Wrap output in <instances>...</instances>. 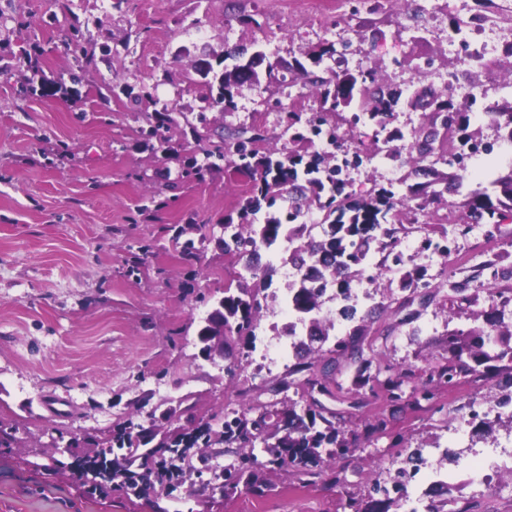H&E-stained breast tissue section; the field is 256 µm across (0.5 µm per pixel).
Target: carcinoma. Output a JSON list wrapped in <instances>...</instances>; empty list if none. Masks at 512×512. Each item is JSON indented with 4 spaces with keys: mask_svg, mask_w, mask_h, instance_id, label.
Listing matches in <instances>:
<instances>
[{
    "mask_svg": "<svg viewBox=\"0 0 512 512\" xmlns=\"http://www.w3.org/2000/svg\"><path fill=\"white\" fill-rule=\"evenodd\" d=\"M260 84L255 68L239 62L232 68L224 69L207 83L211 103L222 106L230 112L234 109V94L244 87ZM317 89L320 105L307 119L302 113L283 111L280 113L283 135L288 137V147L262 152L257 143L262 136L248 134L245 127H237L221 137L219 143H201L199 151L203 160L190 158L192 164L186 174L202 180L205 174L216 166V161L232 158L238 168L245 171L250 179L249 194L238 210V221L227 218L224 227L235 234L234 251L251 246L269 249L280 240L296 243L289 251L285 262L295 267L298 279L290 288L288 305L297 314V321L288 324L286 336L292 340V349L298 356L312 351L310 343L325 342L328 329L333 326L330 318L319 317L320 298L329 286L337 288L343 298L349 297V274L354 267L360 272L370 267L371 243L376 241L393 257L394 266L403 265V256L396 251L397 229L394 227L396 208L400 207L413 216H426L434 201L446 192L464 197L461 208L471 216L490 221L512 211V169L487 183L478 182L470 187L468 175L455 173L450 179L437 178L433 181L404 185V182H389L373 190V195L359 200L350 199L346 193L348 182L339 177L340 168L328 163L326 157L313 154V137L322 133L323 127L334 131L344 125L353 129L359 124L372 122L385 129L390 124L398 97L393 95L391 86L376 68H369L358 74L345 73L326 81L321 77L311 80ZM413 105L431 112L429 124L419 131L410 145L416 153L414 174L427 175L433 167H422L420 162L437 151V143L443 134L453 131L458 140L465 144L471 139L467 133L470 118L456 108L447 91L433 83L420 84ZM496 129L504 132L503 138L512 140V106L496 113ZM173 122L168 108L156 109L148 117L151 129L148 135L162 134ZM275 207L278 212L267 213L263 223H256V214L262 207ZM315 210L320 214L319 223L329 224L327 239H319L302 219ZM491 305L483 314V325L477 328L455 329L448 334V362L431 371L427 378L414 383V373L400 366L373 364V359L364 356V348L357 335L341 341L329 350L331 356L316 362H300L289 369L290 380L282 382L287 389L294 384L291 376L307 371L310 377L305 384L310 389L327 390V379L331 372L340 370L339 357L348 355L357 363L356 382L361 386L381 388L393 403L399 402L407 387L420 395L421 400L435 398L434 381L451 383L463 380L467 383L489 382L503 375L506 382L512 381V326L503 323L502 311L495 301L494 289H489ZM260 289L240 287L239 294L224 295L217 304L224 308V346H230L233 337L251 335L255 329V314L262 308ZM508 360L507 365L497 362ZM265 416L250 419L246 414L231 410L224 414L222 431L214 444L227 447L242 445L249 439L257 438L264 432ZM325 424L317 428V421ZM156 438L149 429L131 421L122 428L117 439L119 445L137 448L147 445ZM265 448L271 455L269 463L286 465L297 479L313 475L311 466L316 465L325 455L329 458L344 456L349 450H357L344 439V433L335 423L323 416L322 412L309 408L304 415L288 410V423L277 426L263 438ZM264 464L257 458H247L241 472L227 475V479H241L248 473L247 481L258 477ZM345 507L351 512H390L402 509V502L389 494L381 498L372 495L366 498L348 497Z\"/></svg>",
    "mask_w": 512,
    "mask_h": 512,
    "instance_id": "cac0c4a2",
    "label": "carcinoma"
}]
</instances>
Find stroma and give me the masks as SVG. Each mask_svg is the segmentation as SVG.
Segmentation results:
<instances>
[{"mask_svg": "<svg viewBox=\"0 0 512 512\" xmlns=\"http://www.w3.org/2000/svg\"><path fill=\"white\" fill-rule=\"evenodd\" d=\"M436 2L417 14L410 0H340L339 10L322 12L316 0H0V437L11 438L0 445V512H344L348 495L384 476L402 449H421L435 463L447 447L502 464L489 484L454 469L448 512H512V425L456 434L471 408L512 396L511 386L438 384L435 402L397 409L381 390L358 386L352 365L315 400L359 435V448L316 466L307 484L268 464L260 442L194 448L182 460L157 449L156 459L177 470L149 492L127 486L102 495L101 477L82 472L104 449L128 460L130 448L106 446L127 419L174 436L231 408L272 426L284 402L303 408L314 400L300 374L288 391L274 390L296 356L271 371L260 360L262 350L283 343L294 319L278 300L284 266L271 276L267 292L275 300L261 310L253 335L234 341L237 375L226 372L224 358L203 355L202 317L225 289L251 281L243 261L225 253L220 229L236 216L249 179L230 162L201 181L187 176L184 147L201 114L208 133L244 126L277 145L275 99L291 91L308 96V108L318 105L306 72L378 64L403 91L428 60L432 82H448L454 104L468 105L472 130L497 137L478 118L482 101L466 102L462 91L479 86L499 105L512 104V0ZM315 13L320 23H312ZM343 14L358 21L349 35L352 61L313 63L309 51L334 41ZM468 18L481 22L495 46L486 63L464 61L448 41L452 21ZM230 49L263 51L266 63L257 69L260 87L242 89L227 114L207 100L194 64ZM46 78L63 93L42 96ZM141 87L173 110L168 144L139 134L153 107L127 91ZM185 226L199 254L191 262L177 236ZM399 236L411 244L404 268L386 272L376 289L351 280L352 292L366 298L329 340L361 333L367 355L424 376L443 362L449 332L487 310L488 286L512 289L511 278L493 281L483 269L491 261L512 270V217L457 236L443 262L420 249L423 234L414 226ZM443 266L449 286L403 309L406 272L432 278ZM57 398L69 402L67 414L49 412ZM378 416L385 432L364 438L365 421ZM246 455L265 464L256 483L233 488L214 478L216 462L234 472Z\"/></svg>", "mask_w": 512, "mask_h": 512, "instance_id": "35a3bbf8", "label": "stroma"}]
</instances>
